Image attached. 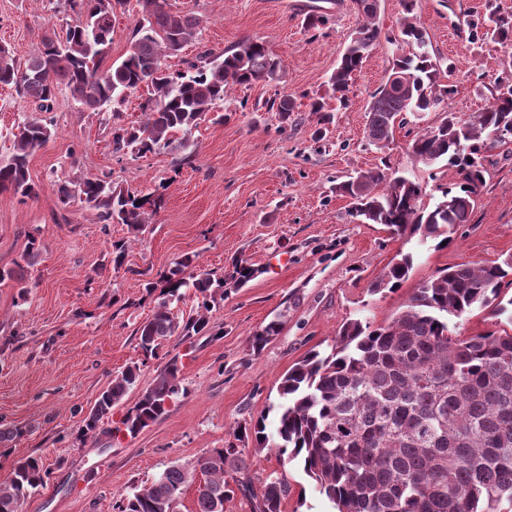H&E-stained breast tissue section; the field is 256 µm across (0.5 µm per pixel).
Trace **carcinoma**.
Segmentation results:
<instances>
[{
  "instance_id": "carcinoma-1",
  "label": "carcinoma",
  "mask_w": 512,
  "mask_h": 512,
  "mask_svg": "<svg viewBox=\"0 0 512 512\" xmlns=\"http://www.w3.org/2000/svg\"><path fill=\"white\" fill-rule=\"evenodd\" d=\"M368 0H353L361 18L336 68L315 94L310 115L319 124L332 122L328 100L344 104L352 75L363 65L382 34L376 9H362ZM124 0H64V11L76 16L46 37L42 48L20 64L0 45V85L30 99L37 115L12 133V151L0 159V192L18 201L37 197L29 157L54 134L52 120L60 86L93 112L112 106L115 153L144 157L159 150L184 151L189 135L207 114L224 102L235 87L271 84L280 61L263 43L246 40L215 58L206 53L170 74L164 56H174L192 43L201 19L171 9L169 0H137L140 18L131 32L126 57L108 68L117 8ZM407 14L401 42L412 51L394 59L395 83L373 94L367 137L377 149L387 147L395 126L451 99L456 86L443 83L441 72L453 76L455 63L441 68L439 57L427 50L416 18L414 0H402ZM476 44L490 39L512 48V17L489 6L477 20L466 22ZM144 120L123 123L121 104L140 88ZM266 110L281 122L301 119L293 96L275 94ZM512 142V57L504 63L484 107L467 121L448 113L433 127L414 135L409 154L424 166L445 160L457 169L458 181L441 190L430 209L420 204V184L397 174L389 165L357 173L337 187L351 199V216L366 224H381L397 237L420 241L449 240L454 226L469 222L485 185L486 152ZM56 193L62 207L84 204L98 224H124L138 236L151 223L158 202L152 195H135L112 185L108 177L61 181ZM413 268L406 253L387 267L370 290L394 291ZM159 301L138 329L139 346L154 357L161 341L176 334L189 339L208 326L205 312L224 299V278L197 267L186 257L163 279ZM191 288L203 313L177 321L171 301ZM512 255L500 262L474 267L459 263L442 268L422 281L403 310L389 322L374 326L358 319L345 322L327 354L313 351L295 363L279 387L281 402L276 437L266 433L265 417L246 422L239 438L251 439L254 452L276 448L302 457L307 474L336 512H502L512 506V332L452 335L448 319H460L476 309L492 308L493 317L512 323ZM272 321L251 337L259 352L280 331ZM181 361L171 357L157 371L138 401L124 413L114 432L134 437L166 413L167 403L181 391ZM137 379L129 366L112 378L84 419L83 431L96 432ZM245 449L233 445L212 448L197 459L169 466L150 484L121 494L113 512H178L184 491L196 487V512H224L235 490H248L243 477ZM50 470L35 457L17 461L0 478V512H21L26 498L45 486ZM288 482L267 479L253 495L256 512H282Z\"/></svg>"
}]
</instances>
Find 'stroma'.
I'll list each match as a JSON object with an SVG mask.
<instances>
[{"mask_svg":"<svg viewBox=\"0 0 512 512\" xmlns=\"http://www.w3.org/2000/svg\"><path fill=\"white\" fill-rule=\"evenodd\" d=\"M169 2L203 20L196 42L164 60L169 71L248 39L263 42L281 70L272 84L233 89L220 107L226 121L201 123L183 155L117 157L110 113L86 111L67 90L58 92L56 133L29 159L38 197L0 198V269L22 263L30 241L41 245L37 263L25 272L27 290L0 283V425L23 430L0 446V476L30 455L51 471L23 512H110L119 494L151 483L173 463L234 443L236 428L247 420L265 417L268 431H275L283 375L309 351L329 353L344 322L389 321L439 268L512 255V144L490 151L471 220L455 227L445 246L397 239L381 225L354 220L349 199L336 191L347 176L384 161L421 183L428 208L439 201L441 187L456 182L446 163H415L408 144L417 129L435 125L446 112L466 120L484 106L506 55L491 41L474 48L461 25L484 13L486 0H416L429 45L457 65L456 92L448 108L411 119L381 151L367 140L368 108L397 52L392 38L400 30L401 0H382L385 36L356 72L346 108L324 129L308 117V97L322 90L358 25L351 0L330 8L319 37L305 31L304 17L325 0ZM66 19L48 0H0V44L26 61ZM277 93L299 98L303 121L285 125L266 111L265 101ZM31 113L26 98L0 86V157ZM103 175L133 192H162L161 208L138 238L126 225L96 223L80 202L60 208L54 180ZM118 241L129 249L116 269ZM401 252L414 256L409 278L396 291L371 293L370 284ZM187 255L219 276L231 275L237 260L255 274L211 307L209 334L188 342L168 337L157 357L145 358L137 330L159 300L157 283ZM275 319L282 323L279 334L253 351L251 336ZM175 355L184 392L169 401L161 420L134 437L84 435L83 420L113 375L140 369L137 384L112 410L115 427ZM245 459L254 488L270 478L288 481L282 512H333L301 459L287 461L268 449L246 452Z\"/></svg>","mask_w":512,"mask_h":512,"instance_id":"stroma-1","label":"stroma"}]
</instances>
